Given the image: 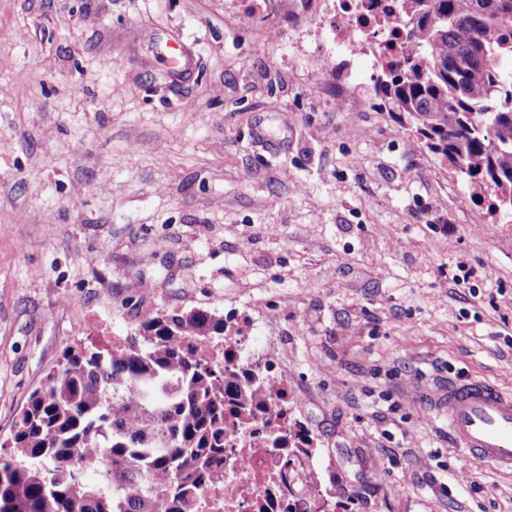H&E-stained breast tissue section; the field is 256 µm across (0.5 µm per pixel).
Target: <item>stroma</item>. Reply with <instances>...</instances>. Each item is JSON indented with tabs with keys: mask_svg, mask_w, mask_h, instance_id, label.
Masks as SVG:
<instances>
[{
	"mask_svg": "<svg viewBox=\"0 0 512 512\" xmlns=\"http://www.w3.org/2000/svg\"><path fill=\"white\" fill-rule=\"evenodd\" d=\"M328 36L263 0H0V442L65 347L201 309L287 378L333 512H512L430 400L512 390V224L338 107Z\"/></svg>",
	"mask_w": 512,
	"mask_h": 512,
	"instance_id": "35a3bbf8",
	"label": "stroma"
}]
</instances>
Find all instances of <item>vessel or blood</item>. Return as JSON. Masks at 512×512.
Masks as SVG:
<instances>
[{
	"instance_id": "obj_1",
	"label": "vessel or blood",
	"mask_w": 512,
	"mask_h": 512,
	"mask_svg": "<svg viewBox=\"0 0 512 512\" xmlns=\"http://www.w3.org/2000/svg\"><path fill=\"white\" fill-rule=\"evenodd\" d=\"M437 405L459 451L512 472V391L476 378H452Z\"/></svg>"
}]
</instances>
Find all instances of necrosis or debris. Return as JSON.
Listing matches in <instances>:
<instances>
[{"mask_svg": "<svg viewBox=\"0 0 512 512\" xmlns=\"http://www.w3.org/2000/svg\"><path fill=\"white\" fill-rule=\"evenodd\" d=\"M283 1L301 31L334 29V41L314 64L322 75L334 72L341 58L359 56L371 63L370 79H380L396 67L409 40L410 26L399 17L397 0H324L319 9L304 6L302 0H268V4L274 7ZM228 346L235 364L265 377L274 389L287 390L286 380L272 374L264 352L250 337H231ZM226 439L232 459L220 465L223 482L206 488L203 512H323L309 454L267 448L253 427L229 428Z\"/></svg>", "mask_w": 512, "mask_h": 512, "instance_id": "4bbe7bcc", "label": "necrosis or debris"}]
</instances>
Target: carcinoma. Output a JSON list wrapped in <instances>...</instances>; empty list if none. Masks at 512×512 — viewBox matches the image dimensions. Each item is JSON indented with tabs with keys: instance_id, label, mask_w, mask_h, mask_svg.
Here are the masks:
<instances>
[{
	"instance_id": "1",
	"label": "carcinoma",
	"mask_w": 512,
	"mask_h": 512,
	"mask_svg": "<svg viewBox=\"0 0 512 512\" xmlns=\"http://www.w3.org/2000/svg\"><path fill=\"white\" fill-rule=\"evenodd\" d=\"M400 7L412 40L377 93L512 224V0ZM226 327L203 310L157 314L120 343L65 348L0 443V512H198L223 476L226 424L259 411L266 447H299L267 383L209 361L202 343L227 340Z\"/></svg>"
}]
</instances>
